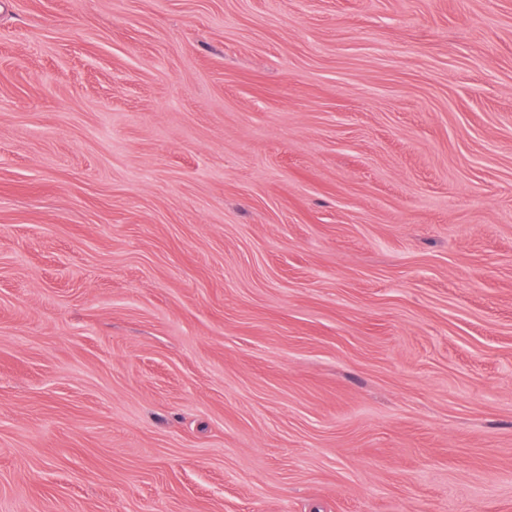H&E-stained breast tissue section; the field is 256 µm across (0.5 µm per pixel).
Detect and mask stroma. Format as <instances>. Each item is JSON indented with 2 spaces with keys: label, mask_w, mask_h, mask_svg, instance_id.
<instances>
[{
  "label": "stroma",
  "mask_w": 512,
  "mask_h": 512,
  "mask_svg": "<svg viewBox=\"0 0 512 512\" xmlns=\"http://www.w3.org/2000/svg\"><path fill=\"white\" fill-rule=\"evenodd\" d=\"M0 512H512V0H0Z\"/></svg>",
  "instance_id": "1"
}]
</instances>
